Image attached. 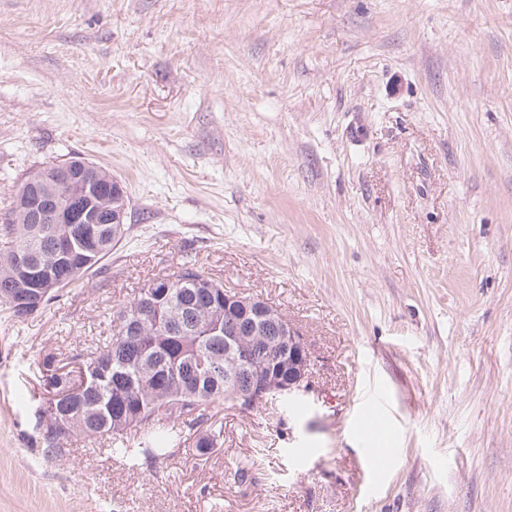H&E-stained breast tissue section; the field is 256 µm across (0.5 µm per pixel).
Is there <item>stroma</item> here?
I'll return each instance as SVG.
<instances>
[{
	"instance_id": "1",
	"label": "stroma",
	"mask_w": 512,
	"mask_h": 512,
	"mask_svg": "<svg viewBox=\"0 0 512 512\" xmlns=\"http://www.w3.org/2000/svg\"><path fill=\"white\" fill-rule=\"evenodd\" d=\"M74 155L129 231L0 309V512H512V0H0V217ZM187 261L288 318L311 393L148 468L31 447L45 356Z\"/></svg>"
}]
</instances>
